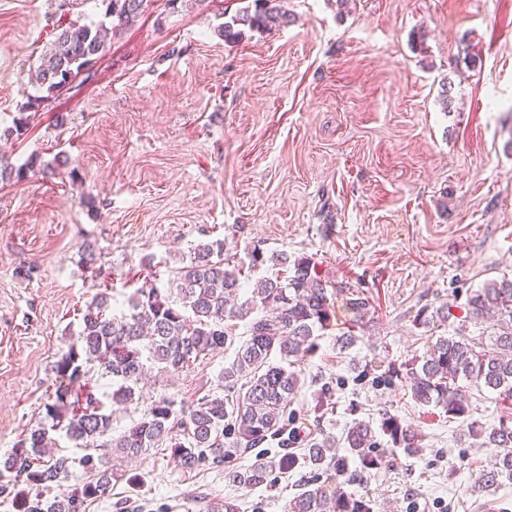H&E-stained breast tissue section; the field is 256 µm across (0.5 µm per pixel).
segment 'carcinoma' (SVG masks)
I'll return each mask as SVG.
<instances>
[{"instance_id":"carcinoma-1","label":"carcinoma","mask_w":512,"mask_h":512,"mask_svg":"<svg viewBox=\"0 0 512 512\" xmlns=\"http://www.w3.org/2000/svg\"><path fill=\"white\" fill-rule=\"evenodd\" d=\"M104 16L112 19V34L121 32L148 7L150 0H98ZM224 23L227 42L238 39L240 27L265 29L288 23L275 0H253ZM107 30L80 20L59 22L54 40L32 75V82L48 93L61 88L68 77L89 72L107 51ZM266 263L275 275L243 291L240 269L224 257V241L200 242L190 247L189 263L172 271L168 287L161 288L151 262L141 287L125 300L127 310L112 313L109 288L86 304L80 329L56 365L48 386L44 425L24 434L0 470V496L8 498L15 482L34 490L24 512H82L85 503L108 494L116 477L112 462L87 456L83 468L94 475L85 481L72 469L67 456L53 457L56 432L77 447L110 448L125 461L164 444L185 471L208 461L220 463L239 450L274 446L271 457L256 460L242 470L224 469V483L248 488L267 482L270 474L294 473L304 468L315 478L288 502V512H373L372 501L349 490L364 483L388 463L383 444L414 454L423 448V435L383 414L379 427L362 421L348 427L340 439L311 437L301 453L288 450L299 433L289 427L288 407L302 385V360L312 355L318 337L329 329L337 295L345 292L324 280L316 262L306 256L266 255L257 246L251 266ZM353 315L351 329L336 339L340 349L357 339L356 330L372 320L371 303L364 293L347 299ZM452 316L448 302L435 310L421 306L413 325L432 331L431 324ZM466 317L475 323L490 320L477 336L457 328L450 336H429L423 356L391 366L389 376L404 380L413 398L442 409L448 417L464 420L470 391H487L503 404L512 402V281H489L470 292ZM245 339L236 341L239 323ZM235 347L224 367L218 390L175 409L174 401L160 397L141 410L120 433L112 434V407L138 405L140 384L155 367L160 374L178 375L199 360ZM110 379L112 392L98 395L90 386L95 374ZM468 435L483 448H495L491 467L479 471L471 492L490 496L504 483L512 484V418L489 427L471 425ZM71 483L64 499L47 496L54 485Z\"/></svg>"}]
</instances>
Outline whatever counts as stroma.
<instances>
[{
	"instance_id": "stroma-1",
	"label": "stroma",
	"mask_w": 512,
	"mask_h": 512,
	"mask_svg": "<svg viewBox=\"0 0 512 512\" xmlns=\"http://www.w3.org/2000/svg\"><path fill=\"white\" fill-rule=\"evenodd\" d=\"M60 2L0 0V132L36 92L29 70L53 23L102 19L94 0ZM251 2L153 0L93 76L46 101L23 138L0 141L15 166L69 158L52 174L0 178V461L44 422L54 366L99 289L121 310L144 259L164 284L190 245L220 239L246 287L270 274L250 265L258 245L312 257L333 285L370 297L371 325L342 352L351 315L337 296L290 406L313 407L325 378L333 409L306 422L310 434L338 438L386 413L421 431L420 455L392 452L356 493L375 512H492L470 483L493 449L399 379L353 376L358 363L423 355L429 335L464 319L468 289L512 280V0H277L290 23L225 41L222 23ZM88 248L98 265L83 264ZM443 301L448 323L414 328L420 306ZM232 357L153 375L142 400L190 403ZM224 467L186 472L154 448L86 512H209L231 493L240 512H286L307 478L235 491Z\"/></svg>"
}]
</instances>
